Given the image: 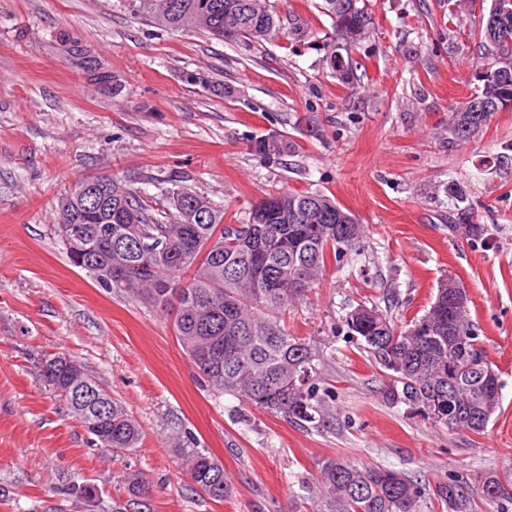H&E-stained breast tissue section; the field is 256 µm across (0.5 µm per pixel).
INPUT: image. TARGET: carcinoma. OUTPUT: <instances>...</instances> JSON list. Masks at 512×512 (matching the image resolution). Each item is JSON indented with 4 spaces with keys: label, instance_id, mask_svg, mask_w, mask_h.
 <instances>
[{
    "label": "carcinoma",
    "instance_id": "carcinoma-1",
    "mask_svg": "<svg viewBox=\"0 0 512 512\" xmlns=\"http://www.w3.org/2000/svg\"><path fill=\"white\" fill-rule=\"evenodd\" d=\"M157 0H134L146 20L173 32L199 31L220 42L246 39L261 43L279 32L280 20L272 6L254 12L252 0H168L171 7L158 13ZM360 0H322L320 12L331 20V68L348 80L358 69L351 50L357 41L343 35L370 24ZM209 13L201 27L197 13ZM492 65L512 53V0H491L485 23L474 32ZM512 73L481 80L476 94L466 100L467 112L486 126L493 115L509 108ZM452 108L448 134L455 141L472 136ZM112 183V195L91 199L79 192L83 182ZM191 198L204 219L182 223L180 206ZM273 205L258 215L251 211L246 224L224 225V212L197 191L174 180L163 197L150 200L109 175L85 177L57 202L56 235L63 224H79L88 237L101 244L96 265L84 266L71 253L70 263L96 279L103 288L123 291L136 300L172 313L176 337L205 386L218 395H231L247 404L281 416L301 427L320 426L331 411L332 393L319 387L324 379L322 350L309 339L288 333L283 316L307 297L319 283L330 261H339L360 248L366 227L335 199L320 192L270 194ZM455 231L467 239L484 238L488 229L470 220L467 207L457 208ZM153 245L162 259L152 271L136 279H108L117 270L140 260L127 245L129 229ZM450 292L436 293L429 308L407 327L388 314L363 305L347 319V327L364 350L400 390L410 410L437 392L448 419H422L450 432L483 433L499 409L488 404L495 392L497 370L489 360L484 367L494 379L475 378L464 360L476 350L487 354L469 319V307L456 306ZM456 365L457 378L448 383V366ZM42 379L65 402L90 435L92 445L114 453L139 447L142 430L121 402L99 384L77 360L51 354L39 362ZM94 388L112 404V414L101 418L73 397ZM182 467L197 488L216 501L231 493L224 467L206 449L195 445L189 433L169 438ZM130 499L112 502V512H152L149 482L126 475ZM485 500L512 505V477L495 471L484 475ZM316 512H420L421 487L396 471L360 467L341 458L321 462L315 480ZM437 496L451 512H467V497L458 484L438 487Z\"/></svg>",
    "mask_w": 512,
    "mask_h": 512
}]
</instances>
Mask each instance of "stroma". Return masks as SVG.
Instances as JSON below:
<instances>
[{
	"label": "stroma",
	"instance_id": "stroma-1",
	"mask_svg": "<svg viewBox=\"0 0 512 512\" xmlns=\"http://www.w3.org/2000/svg\"><path fill=\"white\" fill-rule=\"evenodd\" d=\"M317 2L271 0L281 30L258 44L166 32L130 0H0V512H112L129 497L128 472L149 481L153 512H313L309 488L329 457L404 472L425 492L422 512H446L436 490L448 482L472 512H498L480 477L512 470V109L448 140L452 106L479 88L485 58L472 32L484 13L469 0H368L373 22L348 85L326 60L331 21ZM97 71L120 92L97 84ZM98 174L147 197L188 177L228 224L245 223L267 194L317 191L366 226L359 250L284 318L323 351L335 393L323 426L201 387L169 317L70 265L56 202ZM451 186L484 239L449 235ZM446 276L466 289L503 383L480 435L432 426L393 400L346 325L360 305L407 325ZM58 352L139 422L136 450L89 446L39 374V359ZM184 431L223 464L224 500L198 490L169 448ZM79 477L97 487L95 502L72 493Z\"/></svg>",
	"mask_w": 512,
	"mask_h": 512
}]
</instances>
